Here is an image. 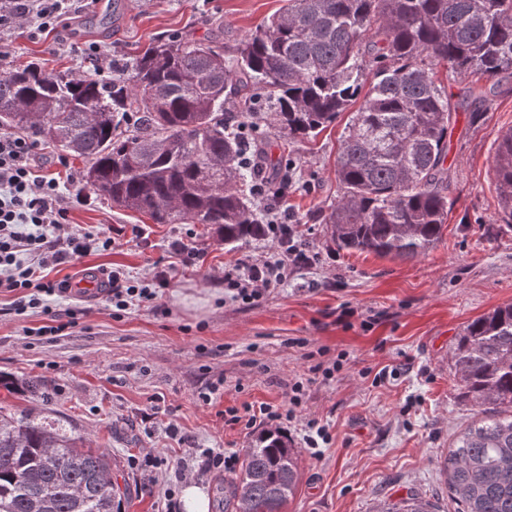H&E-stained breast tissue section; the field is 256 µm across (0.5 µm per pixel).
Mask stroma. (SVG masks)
I'll return each mask as SVG.
<instances>
[{
    "mask_svg": "<svg viewBox=\"0 0 512 512\" xmlns=\"http://www.w3.org/2000/svg\"><path fill=\"white\" fill-rule=\"evenodd\" d=\"M283 0H86L65 29L0 28V69L29 61L46 73L87 68L96 52L103 73L129 66L161 34L194 38L224 30V49L276 13ZM347 123L339 118L315 140L291 144L271 134L268 149L295 164L288 208L311 251L313 267L250 304L231 300L224 271L258 258L271 239L224 245L200 224H156L113 208L82 178V159L34 145L38 174L63 191L83 190L68 226L107 232L113 245L53 269L65 284L84 269L119 270L152 281L167 271L154 303L116 311L107 297L51 296L52 310L75 309L77 321L46 340L27 335L48 322L41 310L16 315V293L0 292V374L41 380L38 389L0 387V406L61 420L116 461L128 487L127 512H160L165 491L193 481L207 496L221 470L198 469L201 449L242 453L257 428L228 425L225 410L280 405L288 385L305 377L302 412L286 433L299 451V483L287 512H372L378 500L416 494L451 505L438 460L463 423L448 353L468 322L512 303V226L503 216L491 163L501 134L512 129V86L483 113L461 106L449 139L447 167L454 205L441 241L412 260L331 247L324 210L339 191L336 157ZM197 249L183 266L171 244ZM340 369L330 377L313 366ZM218 385L211 403L199 395ZM325 426L318 450L306 447L307 422ZM161 458L160 467L143 457Z\"/></svg>",
    "mask_w": 512,
    "mask_h": 512,
    "instance_id": "stroma-1",
    "label": "stroma"
}]
</instances>
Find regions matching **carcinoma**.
I'll return each mask as SVG.
<instances>
[{
	"mask_svg": "<svg viewBox=\"0 0 512 512\" xmlns=\"http://www.w3.org/2000/svg\"><path fill=\"white\" fill-rule=\"evenodd\" d=\"M240 39L163 37L129 78L0 72V130L26 127L86 162L83 178L112 205L156 224H204L226 245L262 237L251 187L276 163L252 128L296 143L352 111L336 161L339 199L324 217L339 250L408 260L440 241L453 204L448 137L457 106L436 69L476 74L484 104L512 82V0H284ZM236 99L244 126L225 121ZM356 110H351L353 105ZM512 220V129L492 161ZM458 396L479 408L443 467L459 512H512V304L465 325L450 351ZM297 452L278 431L244 449L224 483L235 512H284ZM126 496L99 448L30 413L0 406V512H122ZM375 512H440L410 494Z\"/></svg>",
	"mask_w": 512,
	"mask_h": 512,
	"instance_id": "1",
	"label": "carcinoma"
}]
</instances>
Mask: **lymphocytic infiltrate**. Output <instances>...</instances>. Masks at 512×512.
Returning a JSON list of instances; mask_svg holds the SVG:
<instances>
[{
  "mask_svg": "<svg viewBox=\"0 0 512 512\" xmlns=\"http://www.w3.org/2000/svg\"><path fill=\"white\" fill-rule=\"evenodd\" d=\"M72 0H0V27L23 20L36 21L50 29L70 14ZM27 141L11 133L0 134V290L18 292L15 314L43 307L56 286L44 277L47 269L70 262L91 249H108L112 239L105 233H65L64 224L72 197L66 196L52 178L33 174ZM267 220V233L276 244L273 253L240 263L225 272L224 279L236 301L250 303L272 288L281 286L289 272L315 265L293 224L284 199L258 194ZM168 282L156 277L153 287H140L123 273L108 276L109 296L117 310L131 299L153 302L159 288Z\"/></svg>",
  "mask_w": 512,
  "mask_h": 512,
  "instance_id": "obj_1",
  "label": "lymphocytic infiltrate"
}]
</instances>
